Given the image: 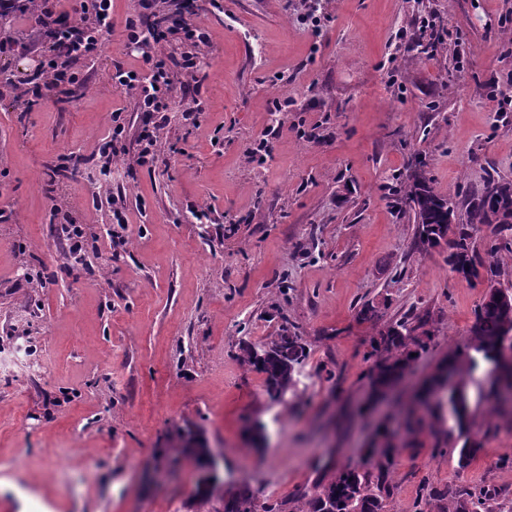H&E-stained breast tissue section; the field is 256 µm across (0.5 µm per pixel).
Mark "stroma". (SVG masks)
<instances>
[{"instance_id": "obj_1", "label": "stroma", "mask_w": 512, "mask_h": 512, "mask_svg": "<svg viewBox=\"0 0 512 512\" xmlns=\"http://www.w3.org/2000/svg\"><path fill=\"white\" fill-rule=\"evenodd\" d=\"M301 0H204L181 34L154 47L197 57L195 99L173 96L155 169L117 162L109 181L58 178L68 155L92 160L122 111L136 149L141 114L113 85L142 49L113 32L81 68L91 80L65 101L26 107L0 96V512H208L200 470L176 446L192 430L220 450L225 486L280 500L311 486L319 449L361 465L377 430L401 431L421 381L468 338L486 276L450 271L443 249H414L416 225L390 196L415 158L441 192L512 180V112L489 96L512 74V0H324L321 22ZM443 17L459 46L431 59L397 45L418 17ZM290 99L288 111H272ZM201 110L182 117L192 101ZM286 131L265 163L247 158L267 127ZM129 243L117 248L112 198ZM59 208L85 227L84 259L64 262ZM208 221L195 223L192 209ZM42 280L39 288L29 279ZM441 317L429 351L391 399L366 403L373 329L363 302ZM283 306L308 344L294 394L269 401L265 376L236 358L239 341L276 335ZM481 458L421 445L401 451L389 512H414L422 483L494 479L512 489V426L497 422L483 371L469 378ZM267 426L256 442L244 430Z\"/></svg>"}]
</instances>
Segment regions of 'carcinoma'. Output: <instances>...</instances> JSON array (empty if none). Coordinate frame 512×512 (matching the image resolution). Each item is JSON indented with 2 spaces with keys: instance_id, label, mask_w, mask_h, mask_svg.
Returning <instances> with one entry per match:
<instances>
[{
  "instance_id": "1",
  "label": "carcinoma",
  "mask_w": 512,
  "mask_h": 512,
  "mask_svg": "<svg viewBox=\"0 0 512 512\" xmlns=\"http://www.w3.org/2000/svg\"><path fill=\"white\" fill-rule=\"evenodd\" d=\"M400 203L413 212L416 232L413 246L417 250L432 248L439 238H447L448 266L454 272L465 270L464 277L478 275V268L486 267L491 276L501 275L498 254L512 253V181L490 177L481 189L464 194H445L431 185L424 173L416 169L400 190ZM487 226L491 228L494 244L481 255L475 249L473 235ZM384 312L379 306L367 301L357 310V318L377 326L371 340L368 359V381L373 389L387 386L399 379L414 358L428 352L438 332L437 321L428 310L412 309L398 319L378 323ZM280 325L274 338L265 343L242 341L238 344V358L251 369L265 375V388L272 384L285 385L289 378L285 368L302 366L307 358V344L299 327L287 314L280 313ZM512 325V288H499L488 293L475 310V319L469 329L464 346L448 353L446 366L461 380L460 387L448 394V409L453 428L445 441H437L435 447H447L456 455L458 468L468 469L483 450V441L473 447L470 433V399L466 377L477 369L478 362L487 366L490 389L500 382L506 383L507 395L499 397L502 407L495 412L512 422V363L500 360V345L506 326ZM421 395L427 399L420 404L424 414L410 411L405 417L406 448L417 447V436L426 420L440 423L443 420L442 401L437 393ZM193 433L179 434V448L192 457L201 470L210 462V449L200 443L185 445ZM401 446V447H403ZM401 447H392L383 453L373 447L366 464L357 467L325 466L317 472L308 490H299L286 499L269 501L260 498L248 487L224 489L210 482L198 490V498L204 504L216 503L213 512H388L393 497L392 469ZM512 492L492 481L477 485L459 484L436 489L421 485L415 512H512Z\"/></svg>"
}]
</instances>
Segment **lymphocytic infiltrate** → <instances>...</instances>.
Returning a JSON list of instances; mask_svg holds the SVG:
<instances>
[{
	"label": "lymphocytic infiltrate",
	"instance_id": "obj_1",
	"mask_svg": "<svg viewBox=\"0 0 512 512\" xmlns=\"http://www.w3.org/2000/svg\"><path fill=\"white\" fill-rule=\"evenodd\" d=\"M0 14L28 19L43 47L37 67L17 81L0 79V88L37 100H62L70 87L84 84L77 63L98 55L105 35L115 27L112 0H0ZM143 62L140 71L116 68L112 81L131 93L150 121L132 158L136 166L153 168L160 162L157 142L168 124L172 79L165 62L148 53Z\"/></svg>",
	"mask_w": 512,
	"mask_h": 512
}]
</instances>
